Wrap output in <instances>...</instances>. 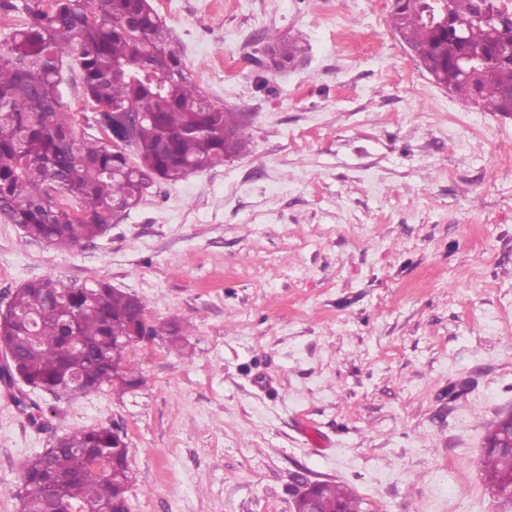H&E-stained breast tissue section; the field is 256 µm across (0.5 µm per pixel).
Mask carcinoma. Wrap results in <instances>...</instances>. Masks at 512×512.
<instances>
[{
    "mask_svg": "<svg viewBox=\"0 0 512 512\" xmlns=\"http://www.w3.org/2000/svg\"><path fill=\"white\" fill-rule=\"evenodd\" d=\"M420 2L390 10V26L460 97L491 112L512 113V64L458 67L469 53L512 49V14L498 0H447L448 33L427 24ZM0 14L23 17L0 43V218L26 236L74 247L102 237L120 212L136 206L156 182L175 184L249 149L240 113L207 101L150 0H0ZM281 70L303 52L300 39L279 37L266 48ZM77 64L86 99L111 112L140 113L132 138L76 132L62 101L64 62ZM185 336L180 323L151 324L146 301L106 280L65 286L52 279L18 288L0 312V341L10 348L26 384L60 391L79 376L83 392L121 393L142 381L125 340ZM509 432L496 420L483 467L497 494L512 499ZM128 448L110 427L80 430L26 460L23 512H127L133 483ZM314 512H359L336 484L316 483Z\"/></svg>",
    "mask_w": 512,
    "mask_h": 512,
    "instance_id": "carcinoma-1",
    "label": "carcinoma"
}]
</instances>
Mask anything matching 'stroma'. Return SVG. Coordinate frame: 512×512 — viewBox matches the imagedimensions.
Instances as JSON below:
<instances>
[{
    "label": "stroma",
    "mask_w": 512,
    "mask_h": 512,
    "mask_svg": "<svg viewBox=\"0 0 512 512\" xmlns=\"http://www.w3.org/2000/svg\"><path fill=\"white\" fill-rule=\"evenodd\" d=\"M153 5L250 150L71 249L0 220V311L30 281L104 279L191 324L185 349L133 348L144 381L122 396L0 384V512H21L30 456L114 423L129 512H294L307 482L359 512H512L482 464L512 412V114L438 86L390 0ZM286 32L305 55L270 70Z\"/></svg>",
    "instance_id": "stroma-1"
}]
</instances>
